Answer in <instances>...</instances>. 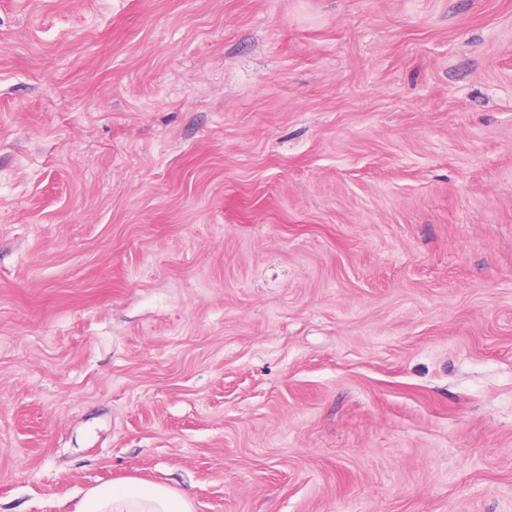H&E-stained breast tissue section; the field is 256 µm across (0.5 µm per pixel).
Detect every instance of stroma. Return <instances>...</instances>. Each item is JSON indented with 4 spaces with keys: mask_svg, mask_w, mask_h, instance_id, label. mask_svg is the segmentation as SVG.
Returning <instances> with one entry per match:
<instances>
[{
    "mask_svg": "<svg viewBox=\"0 0 512 512\" xmlns=\"http://www.w3.org/2000/svg\"><path fill=\"white\" fill-rule=\"evenodd\" d=\"M512 512V0H0V512ZM73 512H194L192 500L165 486L130 479L86 491Z\"/></svg>",
    "mask_w": 512,
    "mask_h": 512,
    "instance_id": "obj_1",
    "label": "stroma"
}]
</instances>
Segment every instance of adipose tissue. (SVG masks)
<instances>
[{
  "label": "adipose tissue",
  "mask_w": 512,
  "mask_h": 512,
  "mask_svg": "<svg viewBox=\"0 0 512 512\" xmlns=\"http://www.w3.org/2000/svg\"><path fill=\"white\" fill-rule=\"evenodd\" d=\"M74 512H194L192 500L165 486L130 479L86 491Z\"/></svg>",
  "instance_id": "1"
}]
</instances>
